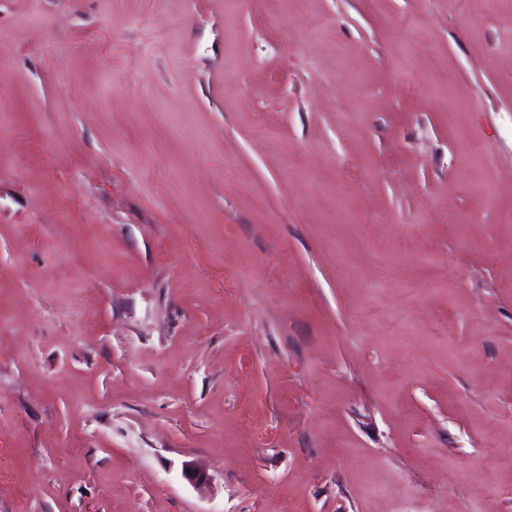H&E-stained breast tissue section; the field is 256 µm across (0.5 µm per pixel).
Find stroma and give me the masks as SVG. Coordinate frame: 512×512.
<instances>
[{
  "label": "stroma",
  "instance_id": "1",
  "mask_svg": "<svg viewBox=\"0 0 512 512\" xmlns=\"http://www.w3.org/2000/svg\"><path fill=\"white\" fill-rule=\"evenodd\" d=\"M491 507L512 0H0V512Z\"/></svg>",
  "mask_w": 512,
  "mask_h": 512
}]
</instances>
